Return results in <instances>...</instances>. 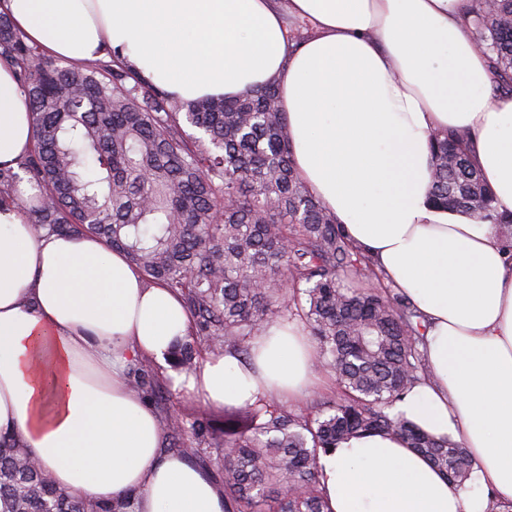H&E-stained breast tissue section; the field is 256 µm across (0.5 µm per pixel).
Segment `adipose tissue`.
Listing matches in <instances>:
<instances>
[{
  "mask_svg": "<svg viewBox=\"0 0 512 512\" xmlns=\"http://www.w3.org/2000/svg\"><path fill=\"white\" fill-rule=\"evenodd\" d=\"M0 0L27 41L82 64L115 53L192 102L274 83L296 169L323 207L430 322L434 373L396 405L468 448L482 484L512 500V265L501 227L433 208L428 140L467 150L512 213V100L465 36L472 0ZM311 36L291 43L285 16ZM34 147L29 102L0 63V168ZM192 322L180 296L149 283L91 234L35 235L0 209V442L27 448L55 484L97 505L132 494L136 512H224V494L162 450L152 407L129 390L131 359L168 367ZM316 349L272 325L250 361L208 355L174 375L215 404L296 396ZM328 512H486L396 437L366 435L321 456Z\"/></svg>",
  "mask_w": 512,
  "mask_h": 512,
  "instance_id": "1",
  "label": "adipose tissue"
}]
</instances>
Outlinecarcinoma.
<instances>
[{"mask_svg":"<svg viewBox=\"0 0 512 512\" xmlns=\"http://www.w3.org/2000/svg\"><path fill=\"white\" fill-rule=\"evenodd\" d=\"M467 22L494 78L511 83L512 0L492 11L473 0ZM0 62L16 70L35 139L18 170L0 168V208H29L38 234L98 235L147 281L179 294L195 331L174 347V369L190 371L219 350L247 359L255 336L291 315L336 378V399L310 413L264 396L224 405L221 424L208 413L164 418L177 454L220 472L224 512H327L320 454L375 433L401 438L450 486H464L468 449L393 412L431 379L430 323L401 293L345 287L372 263L296 174L274 84L185 102L116 56L49 64L4 12ZM430 148L432 204L503 226L511 247L512 213L497 211L460 138L436 131ZM23 182L33 194L19 191ZM128 384L165 400L149 364L131 366ZM0 512H135V497L90 508L57 488L27 449L1 443Z\"/></svg>","mask_w":512,"mask_h":512,"instance_id":"1","label":"carcinoma"}]
</instances>
